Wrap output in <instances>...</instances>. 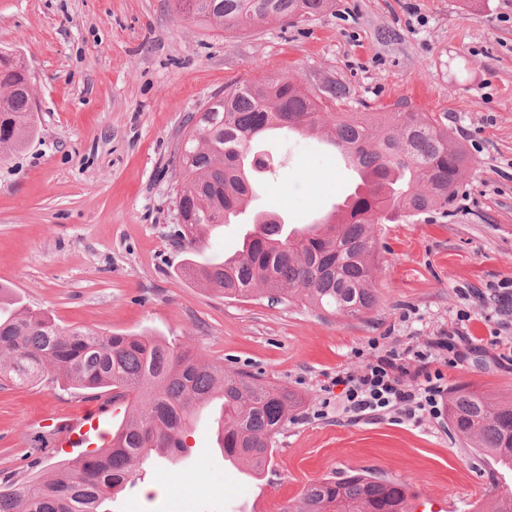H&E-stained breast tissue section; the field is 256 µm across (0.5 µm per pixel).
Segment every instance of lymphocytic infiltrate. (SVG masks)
Listing matches in <instances>:
<instances>
[{
	"label": "lymphocytic infiltrate",
	"mask_w": 512,
	"mask_h": 512,
	"mask_svg": "<svg viewBox=\"0 0 512 512\" xmlns=\"http://www.w3.org/2000/svg\"><path fill=\"white\" fill-rule=\"evenodd\" d=\"M434 362L429 351L409 360L390 349L375 353L358 370L337 374L343 413L367 419L390 416L414 426L439 417L448 386Z\"/></svg>",
	"instance_id": "lymphocytic-infiltrate-1"
}]
</instances>
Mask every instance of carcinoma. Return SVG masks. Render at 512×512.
<instances>
[{
    "label": "carcinoma",
    "mask_w": 512,
    "mask_h": 512,
    "mask_svg": "<svg viewBox=\"0 0 512 512\" xmlns=\"http://www.w3.org/2000/svg\"><path fill=\"white\" fill-rule=\"evenodd\" d=\"M188 19L217 30L257 20L292 22L318 16L335 0H176ZM344 89L326 96L296 78L243 80L224 86L192 115L177 142L180 180L174 191L180 236L195 245L204 230L250 205L257 170L250 156L271 127L323 134L391 194L356 195L339 220L292 234L269 214L254 218L250 242L221 261L184 264L185 275L226 297L264 295L301 300L327 315L359 318L376 304V225L456 210L472 160L437 116L388 108L343 115L333 107ZM36 132L30 70L0 53V161L23 149ZM64 382L122 401L128 407L105 448L59 465L48 478L0 482V512H106L114 491L135 483L155 460L179 461L194 416L221 400L216 425L239 468L260 477L273 442L302 406L297 395L243 370L211 362L189 344L152 336L105 333L58 323L25 307L0 286V387ZM448 426L470 448L512 470V400H495L469 386L448 392ZM401 481L351 474L305 486L280 512H398Z\"/></svg>",
    "instance_id": "cac0c4a2"
}]
</instances>
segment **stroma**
I'll return each mask as SVG.
<instances>
[{
    "label": "stroma",
    "instance_id": "obj_1",
    "mask_svg": "<svg viewBox=\"0 0 512 512\" xmlns=\"http://www.w3.org/2000/svg\"><path fill=\"white\" fill-rule=\"evenodd\" d=\"M0 50L27 63L39 127L0 163V284L66 325L191 340L203 358L303 400L261 477L227 467L204 414L180 461L148 470L110 512H241L264 488L263 512H279L306 484L351 470L404 482L434 512H473L512 493V470L467 448L447 417L418 427L354 420L329 389L374 349L410 356L457 327L475 348L445 368L448 386L512 398V362L488 346L512 336V317L468 295L512 282V0H336L309 20L228 31L186 23L174 0H0ZM260 73L317 91L341 85L344 112L399 103L434 113L474 162L455 217L378 225L377 303L366 318L227 299L179 272L186 258L233 253L254 230L242 217L183 242L173 153L210 95ZM259 151L282 161L260 203L288 226L305 227L348 193V170L319 138L283 133ZM97 403L47 383L0 388V479L47 477L83 452L59 445L41 416ZM149 485L164 495L144 496Z\"/></svg>",
    "mask_w": 512,
    "mask_h": 512
}]
</instances>
